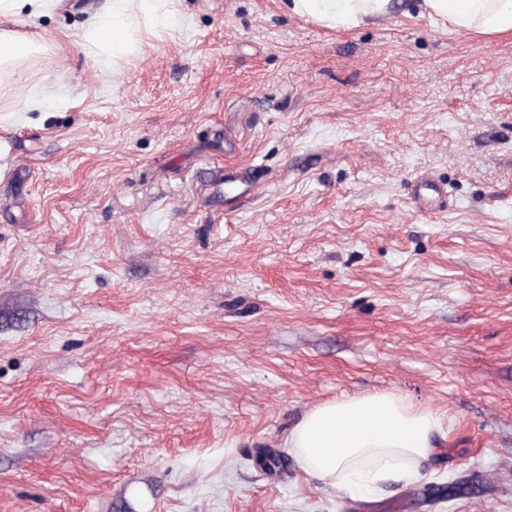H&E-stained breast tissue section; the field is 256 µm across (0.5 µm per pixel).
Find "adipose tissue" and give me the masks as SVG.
<instances>
[{"label": "adipose tissue", "mask_w": 512, "mask_h": 512, "mask_svg": "<svg viewBox=\"0 0 512 512\" xmlns=\"http://www.w3.org/2000/svg\"><path fill=\"white\" fill-rule=\"evenodd\" d=\"M169 0H110L83 25L84 46L112 58L133 54L132 31L139 21L168 25ZM289 11L330 26H358L388 15L392 0H284ZM422 14L456 30L482 35L512 34V0H420ZM38 30L0 31V70L43 51ZM443 418L433 408L394 392H371L321 403L290 429L285 445L303 470L346 496L372 495L383 485L409 484L418 464L444 436Z\"/></svg>", "instance_id": "adipose-tissue-1"}]
</instances>
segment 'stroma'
Listing matches in <instances>:
<instances>
[{"instance_id": "stroma-1", "label": "stroma", "mask_w": 512, "mask_h": 512, "mask_svg": "<svg viewBox=\"0 0 512 512\" xmlns=\"http://www.w3.org/2000/svg\"><path fill=\"white\" fill-rule=\"evenodd\" d=\"M402 2L174 0L123 61L106 0L0 16L50 46L0 75V512H512V35ZM374 391L448 434L342 496L284 439ZM288 10L329 26L373 23L390 13L392 0H284Z\"/></svg>"}]
</instances>
